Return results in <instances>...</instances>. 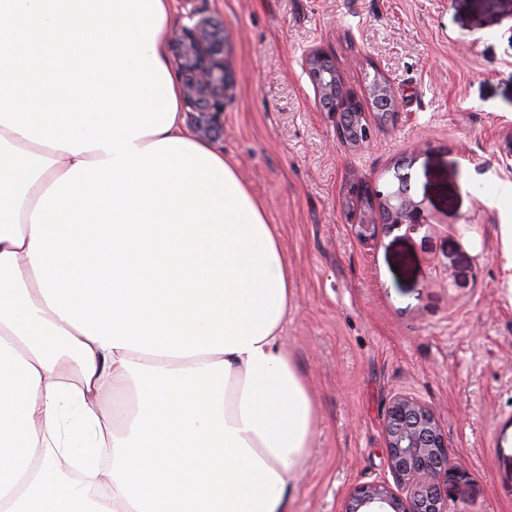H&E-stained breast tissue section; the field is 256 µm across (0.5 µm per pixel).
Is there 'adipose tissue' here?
<instances>
[{
  "label": "adipose tissue",
  "mask_w": 512,
  "mask_h": 512,
  "mask_svg": "<svg viewBox=\"0 0 512 512\" xmlns=\"http://www.w3.org/2000/svg\"><path fill=\"white\" fill-rule=\"evenodd\" d=\"M105 157L0 125V512H288L315 400L298 449L280 460L242 423L247 353L107 350L44 300L28 256L33 210L78 161ZM138 457L148 480L131 466Z\"/></svg>",
  "instance_id": "obj_1"
}]
</instances>
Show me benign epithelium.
Segmentation results:
<instances>
[{
    "label": "benign epithelium",
    "instance_id": "benign-epithelium-1",
    "mask_svg": "<svg viewBox=\"0 0 512 512\" xmlns=\"http://www.w3.org/2000/svg\"><path fill=\"white\" fill-rule=\"evenodd\" d=\"M190 24L176 31L177 60L184 75L183 99L190 112H197L199 127L207 135L218 136L223 128L207 120V113L224 111V96L231 80L224 65V29L199 11L186 13ZM319 102L336 113L337 134L346 139L345 127L364 125L363 132L348 140L357 148L371 139L372 123L365 104L379 105L376 118H391L399 103L389 78L379 72L367 88L365 98L348 90L333 59L326 53L311 51L304 58ZM394 190L378 202L385 224H417L420 204L409 194L407 179L397 177ZM389 468L394 480L405 489L396 493L389 483L376 481L356 487L345 512H448L441 493V479L448 475V444L432 410L409 395L395 397L385 421Z\"/></svg>",
    "mask_w": 512,
    "mask_h": 512
}]
</instances>
